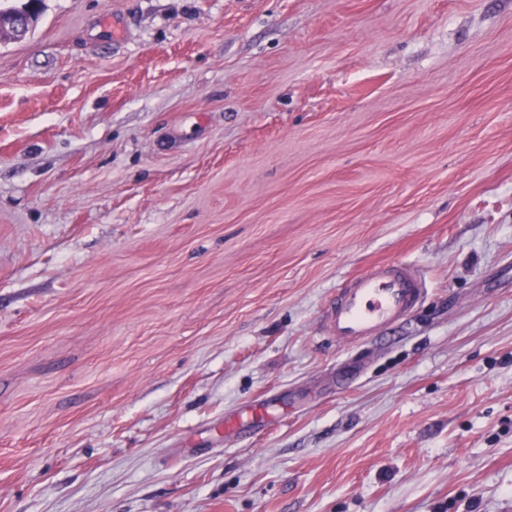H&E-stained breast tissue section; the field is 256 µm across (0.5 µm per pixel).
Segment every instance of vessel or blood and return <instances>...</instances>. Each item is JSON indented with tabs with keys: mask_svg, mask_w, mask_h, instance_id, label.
<instances>
[{
	"mask_svg": "<svg viewBox=\"0 0 512 512\" xmlns=\"http://www.w3.org/2000/svg\"><path fill=\"white\" fill-rule=\"evenodd\" d=\"M427 293L420 270L403 261L378 264L339 289L326 310V323L340 346L380 336L401 323Z\"/></svg>",
	"mask_w": 512,
	"mask_h": 512,
	"instance_id": "b4317fda",
	"label": "vessel or blood"
}]
</instances>
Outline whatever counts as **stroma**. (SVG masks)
I'll return each mask as SVG.
<instances>
[{"mask_svg":"<svg viewBox=\"0 0 512 512\" xmlns=\"http://www.w3.org/2000/svg\"><path fill=\"white\" fill-rule=\"evenodd\" d=\"M395 260L424 302L339 346ZM0 512H512V0H43L1 39ZM427 293L420 270L404 261L378 264L340 288L326 323L342 347L379 337L401 323Z\"/></svg>","mask_w":512,"mask_h":512,"instance_id":"1","label":"stroma"}]
</instances>
